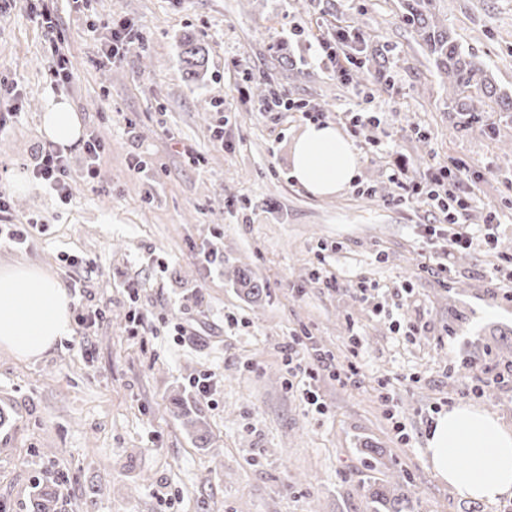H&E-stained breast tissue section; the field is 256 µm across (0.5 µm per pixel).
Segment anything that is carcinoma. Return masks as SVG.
Returning <instances> with one entry per match:
<instances>
[{
	"instance_id": "1",
	"label": "carcinoma",
	"mask_w": 512,
	"mask_h": 512,
	"mask_svg": "<svg viewBox=\"0 0 512 512\" xmlns=\"http://www.w3.org/2000/svg\"><path fill=\"white\" fill-rule=\"evenodd\" d=\"M437 0H402L403 19L410 24L432 57L440 76L448 80V107L471 117L485 111L493 101L501 112H512V95H503L488 77L487 71L471 59L463 46L448 31L436 12ZM342 45L351 51L365 50L364 31L344 26ZM186 74L194 76L203 67V59L193 44L182 50ZM373 512H415L416 490L397 479L382 489L370 492ZM58 497L49 487L37 489L30 499V512H58Z\"/></svg>"
}]
</instances>
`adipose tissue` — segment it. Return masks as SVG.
<instances>
[{"label":"adipose tissue","mask_w":512,"mask_h":512,"mask_svg":"<svg viewBox=\"0 0 512 512\" xmlns=\"http://www.w3.org/2000/svg\"><path fill=\"white\" fill-rule=\"evenodd\" d=\"M42 127L67 147L82 135L81 119L63 101H51ZM293 177L312 195L336 194L357 168L351 142L331 124L306 127L292 149ZM66 288L38 266L0 269V347L22 358L41 356L69 331ZM434 475L466 500L491 503L512 495V431L487 412L459 405L434 422L426 444Z\"/></svg>","instance_id":"obj_1"}]
</instances>
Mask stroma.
Wrapping results in <instances>:
<instances>
[{"instance_id": "stroma-1", "label": "stroma", "mask_w": 512, "mask_h": 512, "mask_svg": "<svg viewBox=\"0 0 512 512\" xmlns=\"http://www.w3.org/2000/svg\"><path fill=\"white\" fill-rule=\"evenodd\" d=\"M333 2L329 14L306 0H0L9 220L43 227L33 249L0 244V266L24 261L62 285L82 281L103 309L39 357L0 349V405L12 416L0 428V512H28L43 483L56 485L61 512L89 497L97 512H369L368 483L394 478L418 487L415 512H462L427 464L425 441L434 412L462 404L475 376L512 363V302L495 301L486 278L512 255V112L463 126L400 0ZM438 9L512 94V0H438ZM43 12L51 26L38 22ZM353 22L367 33L366 55L386 67L344 85L317 44ZM119 23L138 38L109 62L100 46ZM186 37L207 60L203 81H189L180 62ZM57 50L73 61L64 84L50 72ZM262 81L321 106L334 124L360 102L379 114L378 147L355 145L356 179L375 195L351 186L320 198L294 181L291 149L307 122L258 111L249 87ZM52 95L105 142L100 192L70 147L66 203L21 168L47 140ZM137 154L145 171L129 166ZM399 159L417 181L465 162V221L501 222L495 249L455 254L445 278L421 272L436 251L417 227L442 217L417 200L394 203L388 172ZM204 246L218 250V265L197 260ZM74 255L92 270L72 266ZM240 269L266 284L258 303L237 291ZM361 278L378 284L373 299L353 296ZM130 279L141 284L135 303L123 288ZM378 304L422 331L399 335ZM134 308L149 321L139 335ZM176 322L186 336L173 335ZM354 331L363 341L355 383L322 379L326 409L310 410L285 364L289 336H313L342 364ZM205 373L214 379L203 398L190 381ZM383 382L394 421L378 396ZM177 399L199 427L175 412Z\"/></svg>"}]
</instances>
